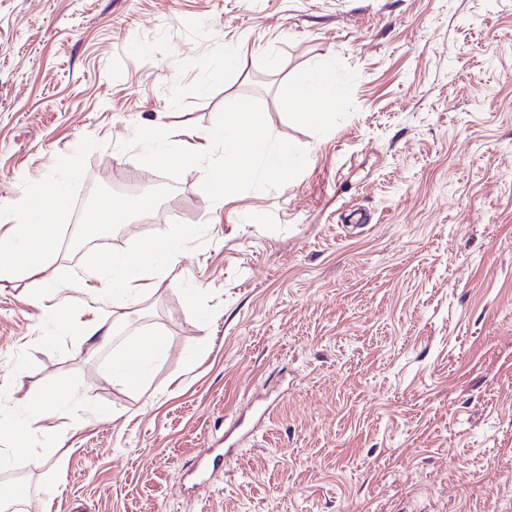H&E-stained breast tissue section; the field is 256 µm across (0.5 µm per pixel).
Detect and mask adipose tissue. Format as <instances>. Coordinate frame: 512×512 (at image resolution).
I'll return each instance as SVG.
<instances>
[{
    "instance_id": "obj_1",
    "label": "adipose tissue",
    "mask_w": 512,
    "mask_h": 512,
    "mask_svg": "<svg viewBox=\"0 0 512 512\" xmlns=\"http://www.w3.org/2000/svg\"><path fill=\"white\" fill-rule=\"evenodd\" d=\"M287 97L290 105L304 110L308 121L327 124L329 115L320 111L319 106L335 99V80L326 67H318L308 77L289 83ZM213 137L224 143L220 163L224 189L250 182L255 172L256 147L262 138L253 113L242 105L225 113L224 123ZM140 138L150 147L149 159L156 162L184 163L197 151L196 146L178 138L164 125L141 130ZM58 217L55 207L23 208L22 218L12 225L10 235L0 237V280L16 274L37 277L43 273L51 248L50 228ZM186 237V231L179 230L165 243L146 242L133 251L99 255L92 260L89 278L107 277L112 281L113 320L123 319L125 310L138 300L146 285L168 277L179 245ZM166 357L167 348L159 337L141 336L114 359L108 376L119 387H142L149 382L155 365Z\"/></svg>"
}]
</instances>
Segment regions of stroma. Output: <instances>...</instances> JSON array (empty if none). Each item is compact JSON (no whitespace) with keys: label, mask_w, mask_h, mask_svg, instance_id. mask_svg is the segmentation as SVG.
Here are the masks:
<instances>
[{"label":"stroma","mask_w":512,"mask_h":512,"mask_svg":"<svg viewBox=\"0 0 512 512\" xmlns=\"http://www.w3.org/2000/svg\"><path fill=\"white\" fill-rule=\"evenodd\" d=\"M318 63L324 126L283 97ZM238 104L296 161L224 193ZM156 123L204 152L145 161ZM48 180L49 285L0 281V414L76 392L0 436L12 512H512V0H0V206ZM89 194L128 207L113 252L190 232L103 346ZM140 335L167 359L112 385ZM207 444L230 454L196 492ZM74 390L70 386H66L55 393L49 400H44L40 404H26L24 424L29 425L43 415V411L47 408L58 407L67 403L72 399Z\"/></svg>","instance_id":"stroma-1"}]
</instances>
